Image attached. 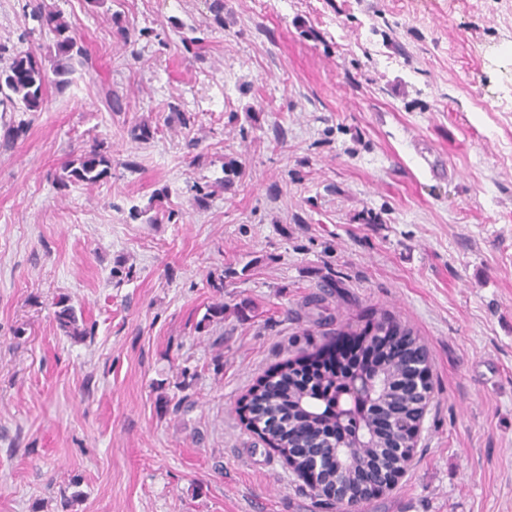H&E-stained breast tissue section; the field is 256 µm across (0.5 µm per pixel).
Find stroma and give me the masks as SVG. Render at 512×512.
Returning <instances> with one entry per match:
<instances>
[{
	"label": "stroma",
	"mask_w": 512,
	"mask_h": 512,
	"mask_svg": "<svg viewBox=\"0 0 512 512\" xmlns=\"http://www.w3.org/2000/svg\"><path fill=\"white\" fill-rule=\"evenodd\" d=\"M28 2L0 0V60L48 70ZM42 2L96 73L0 112L27 123L0 147V512H336L240 414L328 344L326 280L335 327L391 316L431 361L414 459L360 512H512V0H224L220 27L212 0ZM82 140L118 165L58 189ZM69 300L67 297H59L54 303L55 307L58 308L54 311V320L57 323L59 329H61L67 336H79L81 339L87 338V336H95V324H86L83 320L79 324V319L76 314L74 307L68 304Z\"/></svg>",
	"instance_id": "35a3bbf8"
}]
</instances>
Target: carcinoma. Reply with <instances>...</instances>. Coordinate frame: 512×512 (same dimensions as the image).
I'll use <instances>...</instances> for the list:
<instances>
[{"instance_id":"1","label":"carcinoma","mask_w":512,"mask_h":512,"mask_svg":"<svg viewBox=\"0 0 512 512\" xmlns=\"http://www.w3.org/2000/svg\"><path fill=\"white\" fill-rule=\"evenodd\" d=\"M33 17L54 35L53 75H48L32 52L12 57L6 66L0 68V106L5 111H40L46 101L49 83L60 85L68 82V75L72 72L70 62L76 57H88L87 50L78 44L68 22L59 12L38 4L33 9ZM111 169L112 156L101 149V145L93 144L80 149L79 155L62 167V174L56 176L55 185L60 189H67L73 184L90 188L107 177ZM55 307L54 320L66 335L83 339L95 335L96 323L88 325L79 322L74 307L68 304V298H59ZM374 327L375 330L370 333L362 328L358 332H349V335L366 333L370 345L374 347L393 342L405 349L397 357H387L372 371L382 382L376 397L378 405L389 412L403 414V426L395 432H381L376 429L375 416L365 417L366 436L371 447L358 448L353 453V476L342 486L343 493L362 501L374 498L375 493L363 486L354 473L377 465L380 457L384 458L385 465L392 471L401 470L405 460V453L400 451V445L405 440L403 431L413 430V424L425 409L431 393L429 367L414 370L408 365L410 357H423L426 354L412 332L385 318L375 321ZM292 366L291 361L278 365L273 372L279 374V381L272 380L269 374L252 388L243 407L246 411L243 419L253 428L260 427L262 439L279 452L285 463L303 474L309 488L319 485L329 497L335 490L336 477L330 471L311 472L313 458L310 453L315 448H334L345 438L354 445L360 440L356 439L349 427L340 424L331 407L314 411L302 407L306 396H324L326 401H331L336 395V376L317 374L313 377V384L307 386L288 376V368Z\"/></svg>"}]
</instances>
